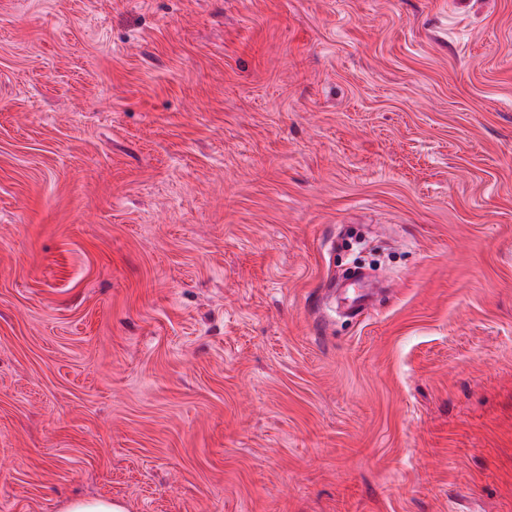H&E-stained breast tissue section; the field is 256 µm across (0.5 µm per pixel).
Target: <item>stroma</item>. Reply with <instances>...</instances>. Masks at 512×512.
Segmentation results:
<instances>
[{"instance_id": "stroma-1", "label": "stroma", "mask_w": 512, "mask_h": 512, "mask_svg": "<svg viewBox=\"0 0 512 512\" xmlns=\"http://www.w3.org/2000/svg\"><path fill=\"white\" fill-rule=\"evenodd\" d=\"M74 498L512 512V0H0V512ZM354 243L360 256L350 269L359 270L377 278H383L387 274V267L381 257L371 248V233L369 229L362 227L357 232ZM339 289L349 293L348 310L355 316L362 315L372 308V289L364 285V282L346 284Z\"/></svg>"}]
</instances>
